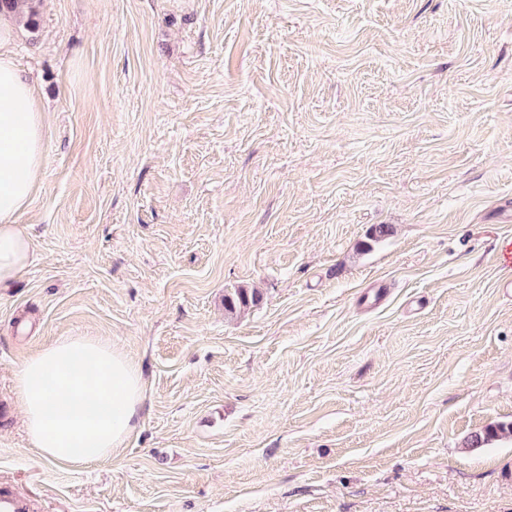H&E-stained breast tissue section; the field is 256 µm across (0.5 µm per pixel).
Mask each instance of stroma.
<instances>
[{
  "instance_id": "1",
  "label": "stroma",
  "mask_w": 512,
  "mask_h": 512,
  "mask_svg": "<svg viewBox=\"0 0 512 512\" xmlns=\"http://www.w3.org/2000/svg\"><path fill=\"white\" fill-rule=\"evenodd\" d=\"M44 162L0 289L31 512H512V0H40ZM389 225V235L374 234ZM255 291L228 313L225 295ZM137 363L111 458L33 448L54 339Z\"/></svg>"
}]
</instances>
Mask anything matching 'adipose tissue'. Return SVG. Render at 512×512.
Segmentation results:
<instances>
[{"label":"adipose tissue","mask_w":512,"mask_h":512,"mask_svg":"<svg viewBox=\"0 0 512 512\" xmlns=\"http://www.w3.org/2000/svg\"><path fill=\"white\" fill-rule=\"evenodd\" d=\"M15 19L0 14V288L28 266L33 242L17 218L43 164L44 124L36 88L14 63ZM145 393L140 368L91 336L58 339L16 373L15 394L33 447L56 463L88 465L123 447Z\"/></svg>","instance_id":"adipose-tissue-1"}]
</instances>
